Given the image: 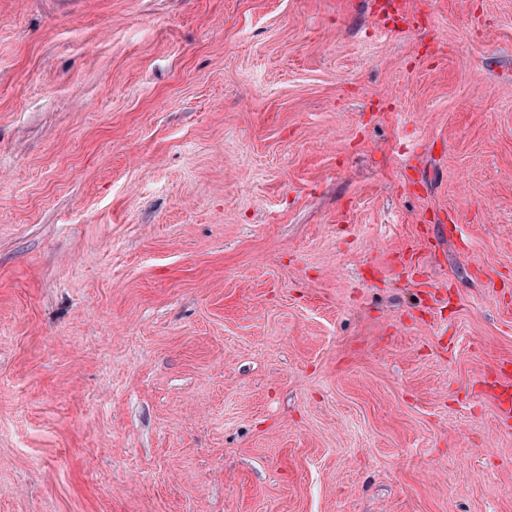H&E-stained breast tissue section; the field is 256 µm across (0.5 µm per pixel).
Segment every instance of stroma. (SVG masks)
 Wrapping results in <instances>:
<instances>
[{"mask_svg": "<svg viewBox=\"0 0 512 512\" xmlns=\"http://www.w3.org/2000/svg\"><path fill=\"white\" fill-rule=\"evenodd\" d=\"M0 0V512H512V0Z\"/></svg>", "mask_w": 512, "mask_h": 512, "instance_id": "1", "label": "stroma"}]
</instances>
